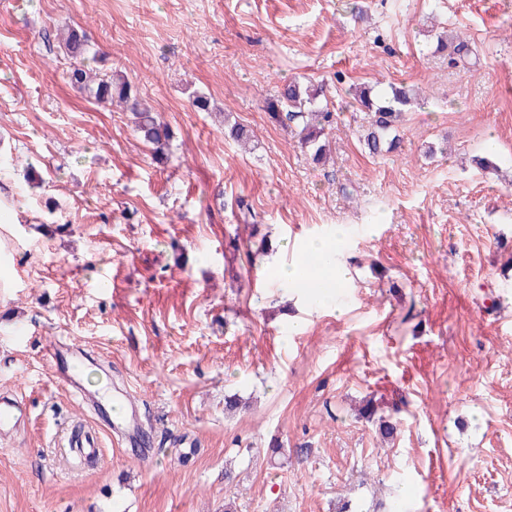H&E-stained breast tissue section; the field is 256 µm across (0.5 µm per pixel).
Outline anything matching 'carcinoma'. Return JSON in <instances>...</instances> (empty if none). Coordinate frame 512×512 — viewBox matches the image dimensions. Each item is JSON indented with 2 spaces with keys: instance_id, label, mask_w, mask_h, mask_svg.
Here are the masks:
<instances>
[{
  "instance_id": "cac0c4a2",
  "label": "carcinoma",
  "mask_w": 512,
  "mask_h": 512,
  "mask_svg": "<svg viewBox=\"0 0 512 512\" xmlns=\"http://www.w3.org/2000/svg\"><path fill=\"white\" fill-rule=\"evenodd\" d=\"M65 53L73 60L68 71L69 82L78 87L98 104L118 103L133 112L135 127L141 139L155 146L158 155H163L172 133L167 124L158 120L149 107L123 78L97 77L86 67L90 53L87 39L77 30L66 27L62 39ZM436 51H445L448 63L454 66L467 65L476 58L473 42L462 35L439 37ZM350 95L365 113L362 124L364 148L377 156L395 151L400 145L397 124L403 114L415 105L412 92L403 85L392 83L380 93L372 88H353ZM265 109L275 120L282 118L294 123L300 144L311 151L312 160L326 163L328 154L325 144L326 131L336 122V113L330 108L323 85L310 80H294L285 85L277 95L266 99ZM366 419L378 417L379 430L390 436L397 425L378 415V407L369 400L364 408Z\"/></svg>"
}]
</instances>
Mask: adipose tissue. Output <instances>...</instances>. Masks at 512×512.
Wrapping results in <instances>:
<instances>
[{"label": "adipose tissue", "mask_w": 512, "mask_h": 512, "mask_svg": "<svg viewBox=\"0 0 512 512\" xmlns=\"http://www.w3.org/2000/svg\"><path fill=\"white\" fill-rule=\"evenodd\" d=\"M344 236L345 231L339 226L328 237L307 240L302 251L308 257L317 258V265L311 267L306 261H297L281 268L280 277L291 284L311 286L316 298H334L336 288L342 287L348 278L346 270L336 261V252Z\"/></svg>", "instance_id": "1"}]
</instances>
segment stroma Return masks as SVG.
<instances>
[{
  "label": "stroma",
  "mask_w": 512,
  "mask_h": 512,
  "mask_svg": "<svg viewBox=\"0 0 512 512\" xmlns=\"http://www.w3.org/2000/svg\"><path fill=\"white\" fill-rule=\"evenodd\" d=\"M65 24L170 125L165 160L68 83ZM303 77L337 113L323 165L264 110ZM391 83L421 103L373 157L346 91ZM0 157V395L27 413L0 512H512V0H0ZM339 224L336 303L283 288L272 260ZM436 51H446L448 63L454 66L470 64L472 59H476V48L473 42L462 35H453L451 37L440 36L437 40Z\"/></svg>",
  "instance_id": "stroma-1"
}]
</instances>
